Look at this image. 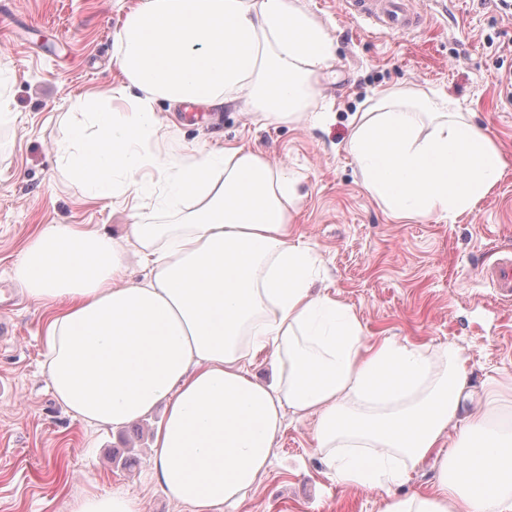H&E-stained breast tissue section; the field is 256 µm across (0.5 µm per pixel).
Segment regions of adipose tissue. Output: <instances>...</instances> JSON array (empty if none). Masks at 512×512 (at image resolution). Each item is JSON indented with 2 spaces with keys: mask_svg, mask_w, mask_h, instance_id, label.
<instances>
[{
  "mask_svg": "<svg viewBox=\"0 0 512 512\" xmlns=\"http://www.w3.org/2000/svg\"><path fill=\"white\" fill-rule=\"evenodd\" d=\"M329 39L300 0H139L115 38L123 83L76 99L96 125L73 145V184L92 198L147 193L192 204L182 224H135L139 281L122 242L80 224L44 228L16 275L33 300L59 304L44 369L58 402L94 428L155 409L151 479L191 512L237 506L270 464L286 414L315 417L320 448H366L334 463L342 485L391 487L439 455L430 493L391 497L383 512H512V429L466 414V357L444 347L369 345L352 308L312 293V249L290 238L293 189L241 147L159 159L139 147L157 99L239 105L260 122L305 115ZM347 148L369 193L397 216L448 219L501 179L504 155L442 94L383 89L356 113ZM270 351V381L249 367ZM68 512H141L115 491L74 497Z\"/></svg>",
  "mask_w": 512,
  "mask_h": 512,
  "instance_id": "adipose-tissue-1",
  "label": "adipose tissue"
}]
</instances>
